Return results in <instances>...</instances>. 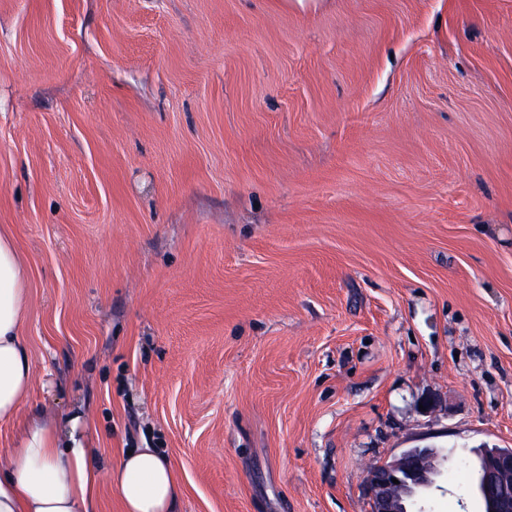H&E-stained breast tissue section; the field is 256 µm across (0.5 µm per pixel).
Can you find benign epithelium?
<instances>
[{"label": "benign epithelium", "instance_id": "obj_1", "mask_svg": "<svg viewBox=\"0 0 512 512\" xmlns=\"http://www.w3.org/2000/svg\"><path fill=\"white\" fill-rule=\"evenodd\" d=\"M369 473L366 485L372 512H408L405 498L431 483L433 454L429 448H413ZM479 492L488 512H512V449L485 448ZM398 483H393V480Z\"/></svg>", "mask_w": 512, "mask_h": 512}]
</instances>
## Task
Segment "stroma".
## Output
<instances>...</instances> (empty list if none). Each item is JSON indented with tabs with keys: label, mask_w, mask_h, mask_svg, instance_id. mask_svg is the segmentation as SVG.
<instances>
[{
	"label": "stroma",
	"mask_w": 512,
	"mask_h": 512,
	"mask_svg": "<svg viewBox=\"0 0 512 512\" xmlns=\"http://www.w3.org/2000/svg\"><path fill=\"white\" fill-rule=\"evenodd\" d=\"M24 413L155 448L180 512H483L512 448V0H0ZM408 454L409 459L403 454L369 473L366 485L372 512H408L404 499L431 483V449L412 448ZM392 479H397L398 484ZM481 474L484 482L478 490L488 512H512V449L484 448Z\"/></svg>",
	"instance_id": "35a3bbf8"
}]
</instances>
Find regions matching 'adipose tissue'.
I'll return each mask as SVG.
<instances>
[{"label":"adipose tissue","instance_id":"1","mask_svg":"<svg viewBox=\"0 0 512 512\" xmlns=\"http://www.w3.org/2000/svg\"><path fill=\"white\" fill-rule=\"evenodd\" d=\"M27 292L24 259L0 232V422L23 420L15 447L0 452V512H98L97 489L109 478L123 512H179L182 487L172 463L155 448L97 462L76 418L40 413L22 418L34 380L23 343Z\"/></svg>","mask_w":512,"mask_h":512}]
</instances>
